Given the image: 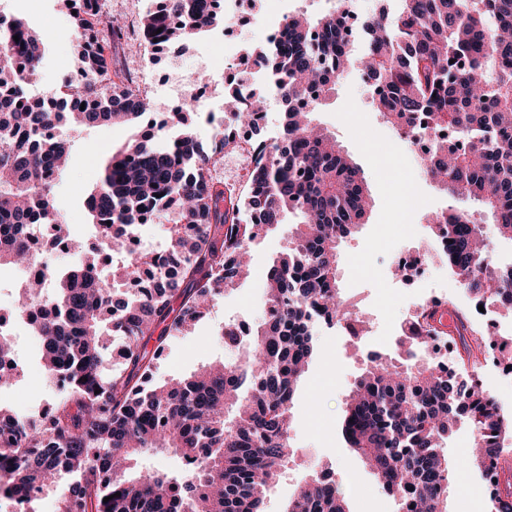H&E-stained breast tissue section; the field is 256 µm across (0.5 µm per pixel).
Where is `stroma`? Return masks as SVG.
<instances>
[{
    "label": "stroma",
    "mask_w": 512,
    "mask_h": 512,
    "mask_svg": "<svg viewBox=\"0 0 512 512\" xmlns=\"http://www.w3.org/2000/svg\"><path fill=\"white\" fill-rule=\"evenodd\" d=\"M334 3L335 0H260L248 24H221L196 38L179 55L182 71H197L198 61L204 56L208 59L206 72L210 81L226 83L231 72L224 56L225 45L241 49L259 45V28L278 24L284 13L318 17L331 11ZM0 13L24 18L41 33L45 51L37 89L58 90L62 79L77 65L71 22L63 0H0ZM313 117L354 157L374 199L365 223L342 244L337 270L347 305L367 319L368 331L364 338L354 340L332 330H317L318 356L297 390L290 455L268 494L267 512H282L288 498L311 475L323 471L330 473L345 493L350 512H396L393 498L377 484L342 436L345 399L368 357L391 349L408 313L410 297L437 291L445 293L449 307L455 311L462 312L470 306V297L441 267L407 284L385 278L394 250L417 248L429 234L428 215L448 209L452 200L421 169L408 141L375 112L357 66H349L340 75L333 89L316 104ZM133 134L130 126L106 125L74 136L67 176L56 189V208L81 245L92 240L84 200L103 162ZM408 191L421 200L412 214L401 207V199ZM295 222V217H288L285 224L258 239L251 248L249 277L217 294L191 332L169 337L155 361L154 379L187 375L219 359H238V348L226 345L221 331L230 320L260 322L267 271L287 247L288 230ZM15 335L20 342L18 376L7 390L8 403L55 404L60 395L57 387L39 390L31 385L33 373L42 368L38 349L30 347L23 330H16ZM472 443L469 425L458 424L448 441L453 481L448 512L492 510L485 482L464 463Z\"/></svg>",
    "instance_id": "35a3bbf8"
}]
</instances>
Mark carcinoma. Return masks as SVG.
Here are the masks:
<instances>
[{
    "label": "carcinoma",
    "mask_w": 512,
    "mask_h": 512,
    "mask_svg": "<svg viewBox=\"0 0 512 512\" xmlns=\"http://www.w3.org/2000/svg\"><path fill=\"white\" fill-rule=\"evenodd\" d=\"M69 2L77 64L93 79L61 85V95L85 105L66 113L62 134L42 98L26 90L43 56L41 35L0 14V265H30V227L49 225L71 240L53 202L71 152L68 131L134 125L152 111L147 92L112 81L104 52L93 53L97 0ZM158 2L140 26L162 46H185L224 20L210 0ZM348 12V0H339L328 15H290L284 48H246L268 82L239 106L235 122L255 127L273 93L291 104L308 90L319 99L332 90L351 63L353 45L341 37ZM101 24L111 38L126 28L112 15ZM364 27L360 65L378 87L376 111L403 135L427 133L426 174L454 199L483 205L512 242V0H401L397 14L380 13ZM313 113L288 109L278 137L252 141L247 189L236 197H225L212 171L237 140L218 129L203 149L189 105L112 152L85 201L103 227L99 242L74 254L57 283L31 275L16 299L14 311L35 318L44 372L65 375L68 387L48 427L18 423L0 405V497L41 493L69 472L78 483L55 512H265L266 493L288 461L297 386L316 353L313 317L345 311L338 250L371 208L359 167ZM169 127L180 129L174 148ZM445 133L462 145L446 146ZM288 212L301 221L263 291L275 315L251 330L247 356L153 381L149 344L190 331L209 300L239 282L260 233ZM163 217L173 224L166 257L131 251V228ZM429 229L446 241L460 287L512 313V265L494 262L480 225L449 209L432 214ZM434 332L430 325L421 335L403 333L392 351L367 360L345 404L344 437L399 512H448L443 447L464 421L479 448L470 465L487 482L495 512H512V465L501 464L505 419L482 391L418 354L422 335ZM454 335L472 357L477 337L463 314ZM110 336L127 341L123 367L107 377ZM11 350L0 333V387L17 376L5 368ZM149 453L176 454L187 468L132 472V461ZM285 512L348 510L336 483L314 474Z\"/></svg>",
    "instance_id": "cac0c4a2"
}]
</instances>
